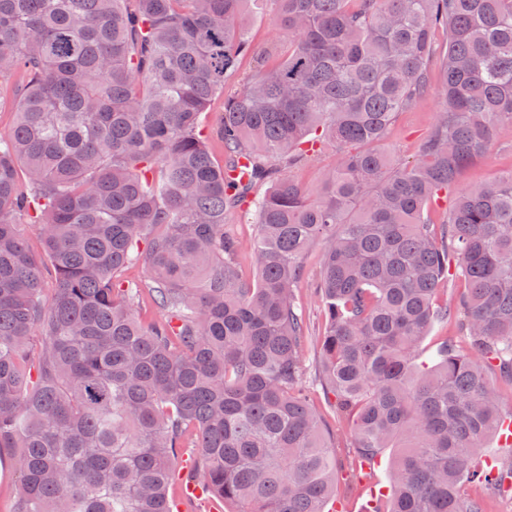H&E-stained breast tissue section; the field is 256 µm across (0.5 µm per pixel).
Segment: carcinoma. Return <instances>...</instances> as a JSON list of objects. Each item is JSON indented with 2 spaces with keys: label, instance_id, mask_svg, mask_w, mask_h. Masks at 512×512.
<instances>
[{
  "label": "carcinoma",
  "instance_id": "cac0c4a2",
  "mask_svg": "<svg viewBox=\"0 0 512 512\" xmlns=\"http://www.w3.org/2000/svg\"><path fill=\"white\" fill-rule=\"evenodd\" d=\"M265 7L288 53L225 97L209 132L203 113L251 50L249 10ZM437 34L443 108L418 158L397 164L382 143L427 92ZM6 73L19 76L0 136L13 512H173L186 448L187 477L235 512H325L336 468L302 388L292 291L315 243L334 412L360 460L394 450L374 512H485L465 484L512 491V462L480 456L512 421L488 374L512 381V170L428 219L512 126V0H0ZM326 144L339 157L313 198L291 171ZM241 158L246 185L230 176ZM243 207L257 217L253 283L224 234ZM16 214L38 223L41 253ZM140 261L147 280H118ZM450 271L466 285L452 306L437 302ZM144 295L165 312L150 326L134 314ZM450 317L467 348L444 337L421 360Z\"/></svg>",
  "mask_w": 512,
  "mask_h": 512
}]
</instances>
